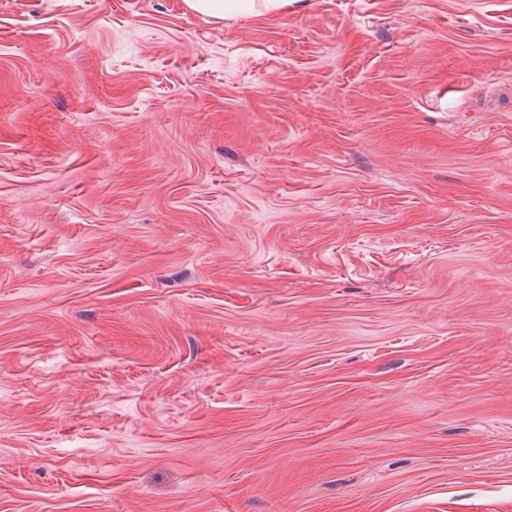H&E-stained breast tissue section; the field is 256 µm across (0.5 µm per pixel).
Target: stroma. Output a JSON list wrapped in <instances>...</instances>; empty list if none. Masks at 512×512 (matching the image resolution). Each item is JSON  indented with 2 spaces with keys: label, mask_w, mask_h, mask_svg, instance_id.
<instances>
[{
  "label": "stroma",
  "mask_w": 512,
  "mask_h": 512,
  "mask_svg": "<svg viewBox=\"0 0 512 512\" xmlns=\"http://www.w3.org/2000/svg\"><path fill=\"white\" fill-rule=\"evenodd\" d=\"M512 0H0V512H512ZM191 11L211 17L216 21L250 15L260 10L277 12L288 7L293 2L289 0H185Z\"/></svg>",
  "instance_id": "35a3bbf8"
}]
</instances>
